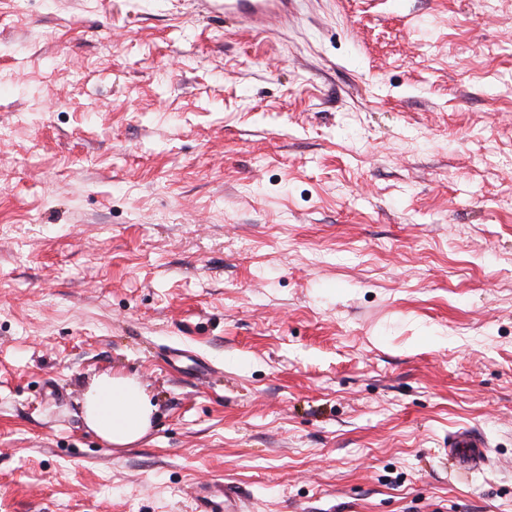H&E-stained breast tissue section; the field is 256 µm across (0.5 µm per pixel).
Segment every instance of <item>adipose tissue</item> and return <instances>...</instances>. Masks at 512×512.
<instances>
[{
	"label": "adipose tissue",
	"mask_w": 512,
	"mask_h": 512,
	"mask_svg": "<svg viewBox=\"0 0 512 512\" xmlns=\"http://www.w3.org/2000/svg\"><path fill=\"white\" fill-rule=\"evenodd\" d=\"M155 407L136 377L103 373L83 395L87 426L108 446L124 448L147 435Z\"/></svg>",
	"instance_id": "ef3b65f1"
}]
</instances>
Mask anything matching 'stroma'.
<instances>
[{
  "label": "stroma",
  "instance_id": "35a3bbf8",
  "mask_svg": "<svg viewBox=\"0 0 512 512\" xmlns=\"http://www.w3.org/2000/svg\"><path fill=\"white\" fill-rule=\"evenodd\" d=\"M106 372L156 407L127 448L83 420ZM228 485L512 512V6L0 0V512ZM295 0H200L206 9L218 6L225 19L235 20L251 33L265 31L272 20L288 17ZM484 437L470 429H461L448 436V461L455 467L474 470L484 463Z\"/></svg>",
  "mask_w": 512,
  "mask_h": 512
}]
</instances>
